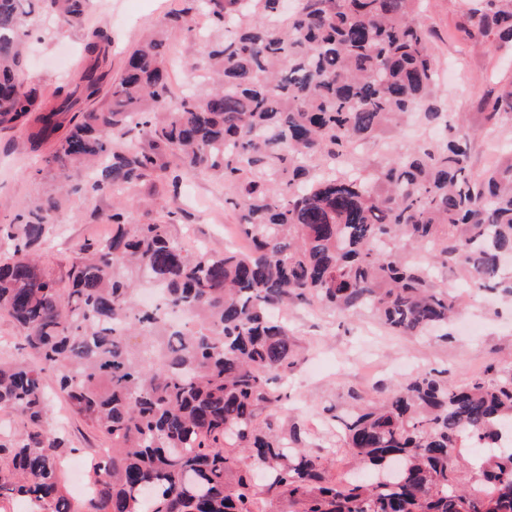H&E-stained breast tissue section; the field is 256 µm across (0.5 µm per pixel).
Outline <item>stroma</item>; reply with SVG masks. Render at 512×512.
<instances>
[{"mask_svg":"<svg viewBox=\"0 0 512 512\" xmlns=\"http://www.w3.org/2000/svg\"><path fill=\"white\" fill-rule=\"evenodd\" d=\"M181 0H96L82 27L72 28L44 16L29 32V53L21 77L37 87L46 104L57 101L59 88L78 83L89 61L86 45L96 29H104L111 43L108 65L120 73L131 49L158 30ZM462 0H423L419 20L434 34L435 56L441 66L439 99L448 114L473 113L478 101L499 81L512 78V65H504L499 52L485 40L461 43L456 29ZM164 54L171 81V98L179 100L186 85L201 83L206 74L207 49L197 29L168 31ZM430 126L421 116L392 136L364 145L362 152L373 160L417 143L429 136ZM42 165L41 153L23 146L18 132L0 131V224L10 223L21 202L53 192L52 177L32 179ZM61 198L58 224L50 231L42 250L43 262L59 287L67 285V270L79 247L111 234L107 214L108 196L88 193L79 179ZM141 204L163 196L178 211L172 231L189 248L199 246L220 252L229 240H241L239 214L223 205L224 186L211 180L185 176L178 188L159 193L153 183L133 190ZM462 318L483 322L478 336H465L460 325L450 328L449 342L397 336L378 320L356 315L347 319L323 310L320 304L291 306L285 310L299 351L297 365L289 371L286 390L289 404L276 414L289 424L308 421L312 431L306 448L326 453L340 439L337 420L351 409L348 393L359 390L366 398L379 388L391 389L410 376L432 369L447 370L458 384L473 377H490L494 366L504 363L512 348V296L469 289L460 300ZM53 431L61 433L72 447L63 475L74 498L86 490L88 470L95 449L107 447L101 435L71 415L55 382H48Z\"/></svg>","mask_w":512,"mask_h":512,"instance_id":"1","label":"stroma"}]
</instances>
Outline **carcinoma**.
<instances>
[{
	"instance_id": "carcinoma-1",
	"label": "carcinoma",
	"mask_w": 512,
	"mask_h": 512,
	"mask_svg": "<svg viewBox=\"0 0 512 512\" xmlns=\"http://www.w3.org/2000/svg\"><path fill=\"white\" fill-rule=\"evenodd\" d=\"M77 28L91 0H40ZM184 0L179 27L200 7L212 42L205 89L169 107L165 33L139 43L102 111L79 113L62 136L74 93L50 110L19 81L33 0H0V129L32 151L54 145L39 175L85 173L87 191L114 196L144 181L176 186L187 174L224 184L240 211L245 251L187 250L168 220L133 222L112 205V236L82 246L69 288L39 263L59 198L23 204L0 224V314L34 357L0 360V410L23 424L0 442V512L17 500L44 512H512V449L485 454L512 428V363L457 385L431 370L365 402L342 421V448L371 477L340 484L327 461L262 411L294 364L282 312L319 303L366 311L397 335L448 327L456 292L432 266L512 293L500 279L512 255V148L482 175L470 170L468 125L434 101L439 69L421 0ZM462 40L512 50V0H474ZM76 90L98 96L107 77L104 34ZM421 110L437 130L383 161L340 167L351 143L385 137ZM480 122L512 123V79L482 102ZM148 152L124 142L131 126ZM179 163L158 162V151ZM70 411L111 441L91 466L85 509L65 493L66 440L50 434L47 380Z\"/></svg>"
}]
</instances>
